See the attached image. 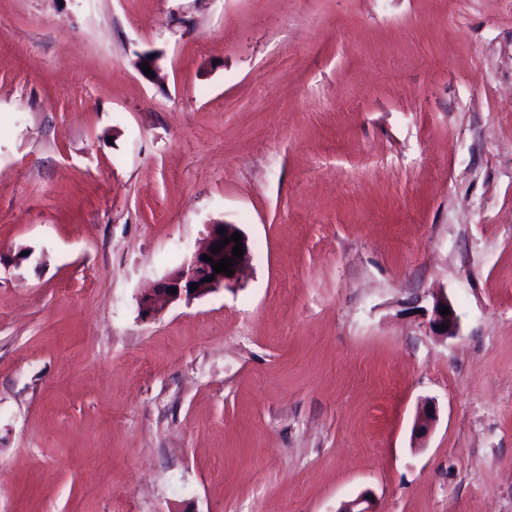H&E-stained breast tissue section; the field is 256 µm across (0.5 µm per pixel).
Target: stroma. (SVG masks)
Wrapping results in <instances>:
<instances>
[{
    "label": "stroma",
    "instance_id": "35a3bbf8",
    "mask_svg": "<svg viewBox=\"0 0 512 512\" xmlns=\"http://www.w3.org/2000/svg\"><path fill=\"white\" fill-rule=\"evenodd\" d=\"M0 256V512H512V0H0ZM225 229V234L220 235L219 230ZM234 232L243 236L241 244H243L242 258L232 255V250L236 243L232 241ZM225 237H229L230 243L222 248L220 252L213 253L212 247L215 243H220ZM203 254L212 257L214 263L206 262L202 259ZM235 257L236 265L229 268L234 269L232 277L226 276L224 272L214 273L212 264H216L221 258ZM252 260V250L248 237L245 233L234 224L215 223L210 224L209 231L204 246L199 248L189 260L184 261L178 268L171 272L167 277L156 284L149 292L142 294L138 299V307L142 316L155 317L163 309L170 305L186 300L205 296L216 292L221 288L231 289L235 287ZM215 278L211 282H203L205 277ZM199 283L197 290L190 292V285ZM175 287L177 294H171L170 288ZM441 306H446L450 310V314L443 316L439 309ZM443 323H448V327L444 330L436 329V326H441ZM426 329L431 336L439 338H453L459 336V322L456 310L453 303L448 298V295L440 292L433 295V302L430 311V319L427 322ZM436 416L437 410L433 403L427 401L420 407L413 426L416 440H421L431 430Z\"/></svg>",
    "mask_w": 512,
    "mask_h": 512
}]
</instances>
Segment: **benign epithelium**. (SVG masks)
Masks as SVG:
<instances>
[{
  "label": "benign epithelium",
  "mask_w": 512,
  "mask_h": 512,
  "mask_svg": "<svg viewBox=\"0 0 512 512\" xmlns=\"http://www.w3.org/2000/svg\"><path fill=\"white\" fill-rule=\"evenodd\" d=\"M225 230V234H219L220 230ZM242 233V230L234 224L215 223L209 225V231L204 246L199 248L190 259L184 261L178 268L171 272L167 277L156 284L149 292L142 294L138 299V307L142 316L152 318L163 309L170 305L186 300L205 296L221 288L231 289L235 287L252 260V250L248 237H243V255L236 259V265L232 266L234 274L227 276L224 273H214L212 263L202 259L203 255L212 257L217 261L221 258L232 257V250L235 243L231 242L222 248L221 251L214 253L212 247L227 237H232L234 233ZM214 277L211 282L204 281L206 277ZM196 283L198 288L190 291V285ZM176 288L177 293H170V288ZM449 308L450 314L444 316L439 312L440 307ZM448 324V327L441 330L439 326ZM426 329L429 334L439 338H453L459 335V322L453 303L448 295L440 292L433 295V302L430 311V319L427 322ZM437 410L433 403L427 401L419 409L413 426V436L415 439H422L432 428L436 421ZM340 512H375L372 500L369 496L363 494L353 501L343 505Z\"/></svg>",
  "instance_id": "benign-epithelium-1"
}]
</instances>
